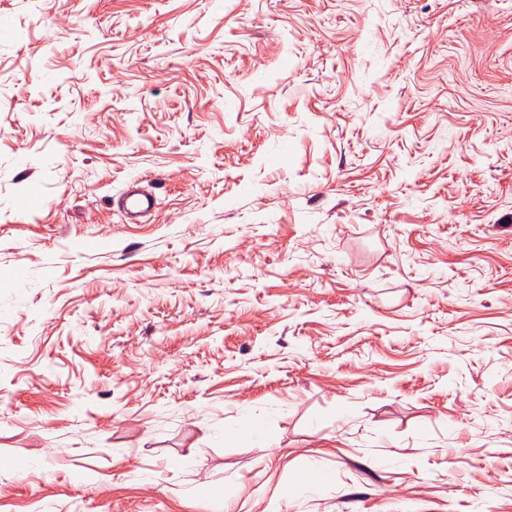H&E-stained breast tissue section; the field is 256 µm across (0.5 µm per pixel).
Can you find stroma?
<instances>
[{"mask_svg":"<svg viewBox=\"0 0 512 512\" xmlns=\"http://www.w3.org/2000/svg\"><path fill=\"white\" fill-rule=\"evenodd\" d=\"M224 504L512 512V0H0V512ZM136 182L129 185L119 196L118 211L124 223L137 224L139 219L150 213L155 207V197L140 188L135 187Z\"/></svg>","mask_w":512,"mask_h":512,"instance_id":"1","label":"stroma"}]
</instances>
